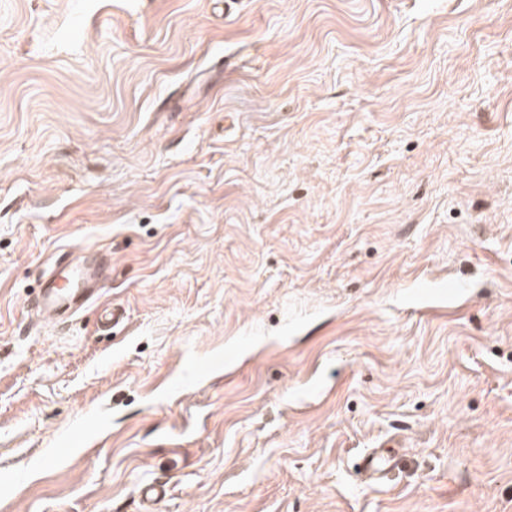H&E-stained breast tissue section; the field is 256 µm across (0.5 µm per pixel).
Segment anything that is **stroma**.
<instances>
[{
    "label": "stroma",
    "instance_id": "obj_1",
    "mask_svg": "<svg viewBox=\"0 0 512 512\" xmlns=\"http://www.w3.org/2000/svg\"><path fill=\"white\" fill-rule=\"evenodd\" d=\"M0 512H512V0H0ZM86 272L78 266H72L69 272L63 277V282L56 283L50 288L42 287L33 299L35 313L50 320H63L65 312L74 308L83 299L81 305L94 295L98 294L101 288H96L89 294L84 295L78 288V282L86 278ZM80 305V306H81ZM397 460L398 456L392 449L379 452L374 448L362 455L360 471L371 479L384 477L397 467Z\"/></svg>",
    "mask_w": 512,
    "mask_h": 512
}]
</instances>
